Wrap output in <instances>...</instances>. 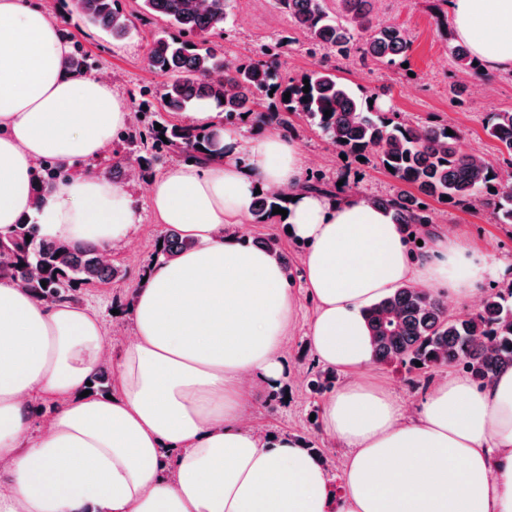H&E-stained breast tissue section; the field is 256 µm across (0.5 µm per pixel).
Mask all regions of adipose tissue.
<instances>
[{
  "instance_id": "obj_1",
  "label": "adipose tissue",
  "mask_w": 512,
  "mask_h": 512,
  "mask_svg": "<svg viewBox=\"0 0 512 512\" xmlns=\"http://www.w3.org/2000/svg\"><path fill=\"white\" fill-rule=\"evenodd\" d=\"M449 7L455 38L482 71L512 69V0ZM69 50L43 10L0 0V236L34 211L47 239L111 248L141 217L127 183L90 164L128 126L130 108L100 76L67 70ZM180 118L222 127L207 107ZM222 129V154L149 185L159 221L194 246L137 283L133 336L116 360L97 313L0 280V512H512V369L482 386L449 373L413 417L363 377L373 361L364 311L376 300L414 284L462 304L512 264L440 232L412 256L386 210L305 189L292 136ZM45 158L73 173L37 206L33 173ZM259 189L288 196L285 222L306 246L315 358L353 375L321 418L352 451L337 489L296 439L245 424L255 388L283 376L298 312L280 264L229 231L250 220ZM107 360L109 397L88 390ZM41 398L55 407L35 431Z\"/></svg>"
}]
</instances>
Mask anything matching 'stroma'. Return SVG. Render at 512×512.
I'll use <instances>...</instances> for the list:
<instances>
[{"mask_svg":"<svg viewBox=\"0 0 512 512\" xmlns=\"http://www.w3.org/2000/svg\"><path fill=\"white\" fill-rule=\"evenodd\" d=\"M430 0H376L373 16L376 21L403 25L411 34L413 45L407 67L389 68L371 61L340 60L336 73L351 88L377 89L386 93L394 111L402 117L424 122L433 118L452 122L462 133L464 147L494 166H502L496 141L483 130L487 113L512 110V71L463 75L457 72L444 39L431 16ZM157 24L136 25L131 35L112 39L100 28L85 24L78 14H71L67 30L70 45L81 46L95 66L97 74L114 79L115 89L137 108L142 89L159 94L164 78L147 65V50L157 31ZM291 23L284 13L275 9L271 0H237L233 26L224 40L227 55L250 56L259 45L278 35L290 32ZM296 142L312 170H322L332 181L342 183L345 191L355 194L385 196L392 192L393 179L376 163L361 164L344 159L317 134L299 129ZM134 202L141 222L130 244L113 252L112 260L126 271L122 281L89 287L81 293V305L97 311L113 352H120L132 334L129 318L114 315L115 295L133 290L141 269L152 259L157 236L163 231L151 209L144 184H136ZM438 230L466 238L474 248L493 249L498 255L512 259V224H500L489 211L438 206ZM269 233L282 238L283 255L288 261L291 279L289 288L298 298V319L287 336L284 356L285 374L278 390L257 392L247 416L250 428L271 435L282 433L307 436L323 448L330 461L328 472L339 480L349 451L325 436L311 414L321 413L325 394L313 393L308 383L321 370L308 346V324L315 314L316 303L302 286L301 255L294 237L283 224L248 223L240 228V236L253 238ZM372 381L393 391L409 413H416L432 384L441 372H433L428 381L417 375L390 367L371 364L366 371Z\"/></svg>","mask_w":512,"mask_h":512,"instance_id":"obj_1","label":"stroma"}]
</instances>
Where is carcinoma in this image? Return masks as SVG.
<instances>
[{
  "label": "carcinoma",
  "mask_w": 512,
  "mask_h": 512,
  "mask_svg": "<svg viewBox=\"0 0 512 512\" xmlns=\"http://www.w3.org/2000/svg\"><path fill=\"white\" fill-rule=\"evenodd\" d=\"M232 0H141L143 12L159 18L164 27L150 42L151 66L169 81L160 106L136 112L118 139L132 147V157L119 152L99 162L115 180L125 179L130 169L143 182L153 177L154 165L177 148L188 163L203 164L220 153L219 134L168 121L205 102L224 114V124L234 125L252 117L289 135L297 132L290 119L300 117L328 144L355 158H376L395 180V191L373 196L371 203L388 209L403 238L436 223L434 204H452L491 210L500 224H512V111L491 112L485 133L500 143L505 168L496 169L483 158L466 151L463 137L447 122L414 123L386 108L384 92L354 93L336 75V68L321 65L299 76L278 77L277 68L285 40L263 44L249 60L224 54L220 39ZM301 34L312 54L335 53L344 59H374L388 67L406 63L412 49L408 30L399 24L375 25L373 0H274ZM448 0H435L433 18L442 32L459 72L479 70L469 48L448 38ZM83 20L114 38H125L134 28L132 16L119 0H77ZM309 84H304V80ZM309 92H303V88ZM290 94L284 98V94ZM331 116H325V111ZM161 129H155V124ZM453 134H446L447 130ZM66 174L53 161L39 163L34 191L45 189ZM308 189L332 193L325 174L315 172L305 180ZM285 196L263 192L253 203V222L275 218L273 209L284 208ZM157 241L153 260L171 261L193 247L174 226ZM247 247L274 255L288 268L275 234L242 239ZM104 249L94 243L63 244L39 234L35 216L27 215L14 231L0 237V278L21 281L36 299L71 301L86 286L110 284L125 277L121 268L106 261ZM374 361L380 365L426 375L442 367L468 373L480 386L512 369V282L492 288L479 300L472 314L457 315L438 295L404 286L366 311ZM421 366H416V362Z\"/></svg>",
  "instance_id": "obj_1"
}]
</instances>
